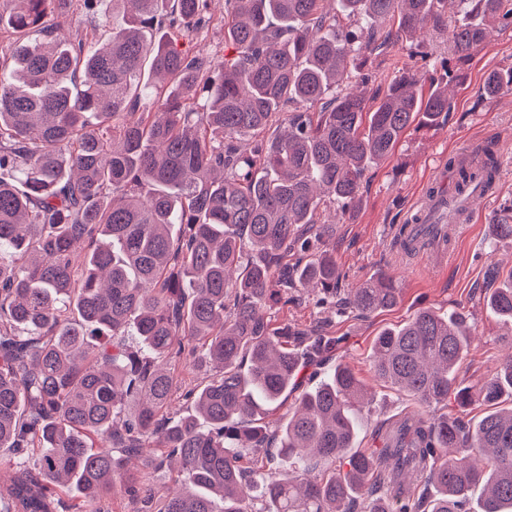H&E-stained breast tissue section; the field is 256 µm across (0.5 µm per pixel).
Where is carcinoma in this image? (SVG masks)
I'll list each match as a JSON object with an SVG mask.
<instances>
[{
    "mask_svg": "<svg viewBox=\"0 0 512 512\" xmlns=\"http://www.w3.org/2000/svg\"><path fill=\"white\" fill-rule=\"evenodd\" d=\"M0 41V487L3 512H89L121 487L142 512H512V356L472 386L456 384L468 351L465 317L424 308L375 338L378 381L425 404L492 407L475 424L448 415L403 421L379 450L357 451L356 404L371 402L339 362L285 421L266 407L301 384L294 348L304 333L263 315L311 288L328 298L341 274L315 249L336 234L328 204L351 216L369 164L392 154L416 121L450 113L448 83L424 96L402 72L374 107L339 87L358 56L442 22L447 0H340L362 20L336 32L324 0H224L232 55L214 66L177 48L210 22L211 0H112L126 27L91 41L51 0H8ZM450 43L460 63L512 27V0H459ZM489 99L512 93V70L490 73ZM290 103L305 109L286 112ZM490 148L451 170L461 192L492 182ZM512 240V207L489 227ZM346 304L395 306L401 288L380 274ZM512 327V272L487 297ZM137 339L133 349L127 337ZM341 338L314 336L318 352ZM214 369L187 394L192 413L163 408L179 361ZM178 460L180 488L155 490L125 460ZM344 465L310 475L312 463ZM288 465L278 476L268 468ZM418 474L415 492L399 482Z\"/></svg>",
    "mask_w": 512,
    "mask_h": 512,
    "instance_id": "carcinoma-1",
    "label": "carcinoma"
}]
</instances>
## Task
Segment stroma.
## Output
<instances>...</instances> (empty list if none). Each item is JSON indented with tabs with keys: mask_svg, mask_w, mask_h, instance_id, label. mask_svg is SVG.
<instances>
[{
	"mask_svg": "<svg viewBox=\"0 0 512 512\" xmlns=\"http://www.w3.org/2000/svg\"><path fill=\"white\" fill-rule=\"evenodd\" d=\"M213 20L198 34L180 39L181 50L223 60L224 0H212ZM69 15L80 31L104 36L125 24L122 11L113 9L111 0H100L96 12L86 13L70 4ZM444 26L426 27L413 38L403 39L386 48L363 55V72L372 74L367 87L371 103H378L388 84L399 72L409 70L418 77L417 89L426 94L431 79H445L449 50V28L458 18V7H444ZM512 69V28L495 27L488 40L474 50L462 70L461 79L451 84L452 108L449 118L435 124H412L386 160L371 165L364 173L360 199L352 218L337 223L336 264L342 277L339 296L358 287L370 277L387 274L402 290L400 302L392 308L361 316L338 312L334 299H322L320 293L298 290L288 304L266 310L273 324L306 328L328 322L332 335L342 337L338 351L358 379L373 395L369 408L363 409L356 445L380 448L386 433L396 422L415 413L463 415L479 419L486 406L474 404L460 410L456 404H422L406 393L381 386L369 366V356L377 334L385 328L403 325L422 308L444 313L454 309L462 313L470 326L472 342L457 369V380L465 386L497 370L505 355L512 353V334L486 308V270L499 266L512 271V241L491 243L489 226L500 210L512 201V94L485 100L481 88L493 71ZM492 145L498 161L501 182L487 198L475 200L472 224L461 232L460 243L447 267L427 269L421 265L404 266L394 249L399 225L407 223L412 209L426 190V182L439 166L459 151H475Z\"/></svg>",
	"mask_w": 512,
	"mask_h": 512,
	"instance_id": "1",
	"label": "stroma"
}]
</instances>
